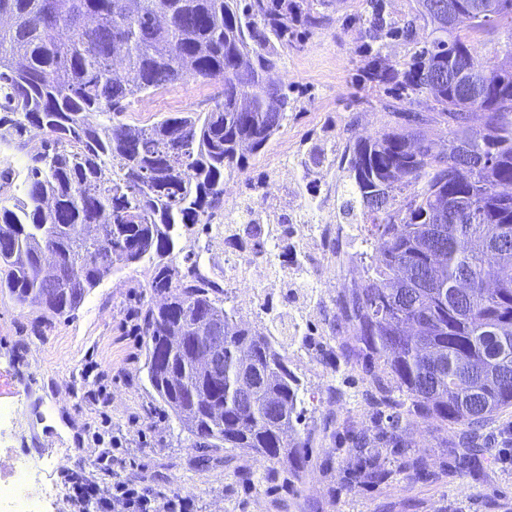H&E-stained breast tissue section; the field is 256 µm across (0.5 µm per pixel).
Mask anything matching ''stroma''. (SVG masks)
I'll return each mask as SVG.
<instances>
[{
	"label": "stroma",
	"instance_id": "stroma-1",
	"mask_svg": "<svg viewBox=\"0 0 512 512\" xmlns=\"http://www.w3.org/2000/svg\"><path fill=\"white\" fill-rule=\"evenodd\" d=\"M316 25L303 28L282 50L274 79L287 92L288 120L243 171L224 183L225 201L262 199L274 190L282 149L350 148L378 135L391 97L363 77L368 62L364 30L371 0H313ZM217 87L197 82L135 100L124 122L153 123L177 112L209 108ZM359 229L335 245L332 279L324 291L292 288L272 293L289 313L309 307L285 351L299 377L306 408L303 433L312 454L299 481L287 464L251 454L211 450L209 466L147 379L143 336L132 312L149 278L141 264L105 278L81 307L63 317H43L0 294V406H17L16 422L0 421V448L38 463L45 454L59 461L50 484L71 494L72 478L95 472L100 486L112 483L98 458L135 459L131 478L159 490L193 498L200 512H512V409L483 429L484 456L468 471L449 454L462 426L407 416L403 437L410 457L428 471L412 478L391 458L389 476L366 481L354 473L357 453L349 434L375 438L387 426L390 407L371 405L363 394L377 362L357 355L358 343L340 321V303L355 288L366 249Z\"/></svg>",
	"mask_w": 512,
	"mask_h": 512
}]
</instances>
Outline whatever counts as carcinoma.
Returning a JSON list of instances; mask_svg holds the SVG:
<instances>
[{
    "label": "carcinoma",
    "instance_id": "carcinoma-1",
    "mask_svg": "<svg viewBox=\"0 0 512 512\" xmlns=\"http://www.w3.org/2000/svg\"><path fill=\"white\" fill-rule=\"evenodd\" d=\"M492 20L448 36L425 11L387 21L374 0L368 37H415V22L432 39L409 60L381 64L365 77L390 84L412 102L427 93L437 112L391 113L394 125L355 144L348 178L361 212L347 202L353 224L370 226L373 254L359 284L340 306L359 351L382 362L370 399L396 408L378 442L407 455L403 415L433 417L467 431L452 454L462 470L483 451L485 421L512 408V259L486 262L485 247L512 227V72L494 76V94L472 101L486 119L480 146L493 172L481 186L449 185L456 142L467 138V112L448 110V76L436 60L470 54L471 65L494 63L470 53L469 34L512 20V0ZM0 88L13 113L0 141L21 143L28 127L42 130L41 151L25 166L23 197L0 209V293L43 313L76 311L107 276L147 262L150 299L136 312L147 346L148 381L193 439L199 462L214 448H237L265 460L284 458L297 478L310 455L302 437L304 400L279 337L288 323L259 332L224 305L222 286L200 272V254L177 260L182 233L225 207L224 177L243 170L248 155L280 131L288 94L268 83L301 24L314 25L309 0H0ZM201 79L220 87L205 112H180L150 125L122 120L143 93ZM456 122L435 145L436 117ZM324 149L313 147L305 177L316 174ZM398 194H393V191ZM458 209H439L448 195ZM288 215H277L284 265L297 260L288 244ZM272 224H224V246L264 253ZM224 336V377L213 378L197 350L206 347L200 314ZM398 391L410 404L392 397ZM361 453L357 472L385 476L368 442L349 437Z\"/></svg>",
    "mask_w": 512,
    "mask_h": 512
}]
</instances>
